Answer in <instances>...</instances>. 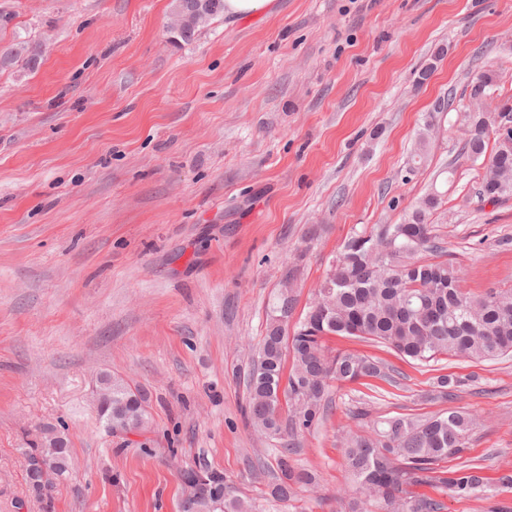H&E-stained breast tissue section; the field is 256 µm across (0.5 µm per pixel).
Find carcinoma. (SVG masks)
Instances as JSON below:
<instances>
[{"instance_id":"obj_1","label":"carcinoma","mask_w":512,"mask_h":512,"mask_svg":"<svg viewBox=\"0 0 512 512\" xmlns=\"http://www.w3.org/2000/svg\"><path fill=\"white\" fill-rule=\"evenodd\" d=\"M223 12L224 0H205L198 13L188 12L178 2L174 24L186 30L182 41L189 42L201 26ZM35 49L37 45L23 42L18 50L1 55L0 63L8 65L23 53L33 69ZM495 82L496 75L483 74L472 86L473 98L487 95ZM465 120L470 127L467 152L478 158L485 154L496 117L473 112ZM439 123L436 113L427 116L416 157L424 158L425 144L438 132ZM479 195L488 202L512 195V150L503 152L498 147L490 155ZM437 206V196L431 195L399 224L354 232L328 265L314 301L291 335L288 325L295 309L296 270L282 276L280 291L267 312L257 359L247 375L245 410L258 431L281 444L276 459L280 475L268 492L273 500L289 501L317 484L316 473L295 467L291 456L298 437L324 418L332 383L388 378L373 358L334 353L326 346V338L371 339L421 363L441 355L493 359L512 353V289L490 288L471 296L460 288L457 270L443 259V248L428 222L429 212ZM101 382L111 395L98 408L105 427L114 432L145 430V397L108 373ZM285 405L286 421L282 418ZM475 425L473 416L453 409L426 420L391 416L380 421L372 435L346 431L344 466L355 491L349 498L336 499V512H444L443 501L414 491L422 485L466 500L489 499L512 489V473L492 486L478 464L446 466L448 459L462 456ZM52 447L60 449L62 465L54 476L58 485L70 478L63 466L70 456L68 438L49 431L24 452L35 459L49 454ZM213 476L201 493L223 505L219 512H259L255 502L233 494L223 474L215 471Z\"/></svg>"}]
</instances>
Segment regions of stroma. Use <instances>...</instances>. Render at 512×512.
<instances>
[{"mask_svg":"<svg viewBox=\"0 0 512 512\" xmlns=\"http://www.w3.org/2000/svg\"><path fill=\"white\" fill-rule=\"evenodd\" d=\"M174 0H0V512H43L22 448L64 433L75 465L54 512H178L177 465L223 473L263 512H336L339 437L396 415L469 411L466 457L512 472V353L418 364L362 338L387 379L334 385L299 438L318 485L265 499L277 441L245 422L269 304L297 267L303 316L352 232L400 223L430 194L466 291L512 289V196L477 189L461 153L471 87L512 124V0H275L272 13L174 38ZM440 129L412 158L428 112ZM148 398L145 436L108 432L101 373ZM460 378L454 399L437 376ZM363 418H355V411Z\"/></svg>","mask_w":512,"mask_h":512,"instance_id":"1","label":"stroma"}]
</instances>
